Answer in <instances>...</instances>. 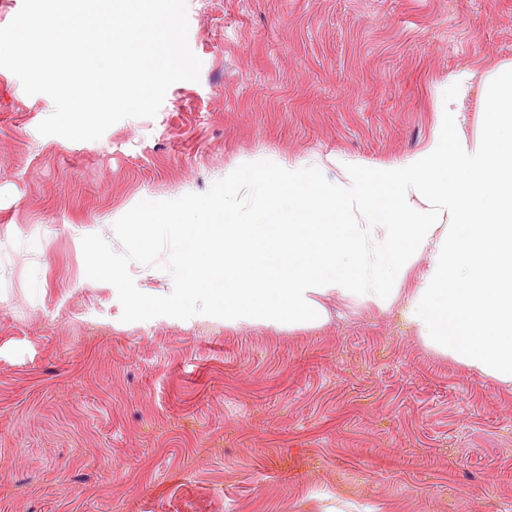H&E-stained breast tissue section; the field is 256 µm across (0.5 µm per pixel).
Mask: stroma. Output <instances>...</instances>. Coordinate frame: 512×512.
<instances>
[{
  "label": "stroma",
  "instance_id": "1",
  "mask_svg": "<svg viewBox=\"0 0 512 512\" xmlns=\"http://www.w3.org/2000/svg\"><path fill=\"white\" fill-rule=\"evenodd\" d=\"M199 81L94 141L0 69V512H512V391L428 346L399 305L325 296L280 332L125 323L81 239L245 157L426 149L439 91L512 63V0H186Z\"/></svg>",
  "mask_w": 512,
  "mask_h": 512
}]
</instances>
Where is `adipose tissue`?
Wrapping results in <instances>:
<instances>
[{"label": "adipose tissue", "mask_w": 512, "mask_h": 512, "mask_svg": "<svg viewBox=\"0 0 512 512\" xmlns=\"http://www.w3.org/2000/svg\"><path fill=\"white\" fill-rule=\"evenodd\" d=\"M474 95L488 116L481 137L449 142L443 122L425 150L378 170L379 182L399 189L387 221L378 220L355 163L328 156L338 176L323 193L342 202L352 222L341 230L317 225L315 235L327 251L341 242L360 256L355 272L300 268L225 289V325L315 326L328 318L320 296H353L382 312L399 296L408 323L428 345L512 389V288L495 280L498 270L512 267V63L460 69L449 76L438 110L462 115ZM405 241L409 249L399 250ZM423 251L433 252L434 266L418 288L399 294L393 281Z\"/></svg>", "instance_id": "1"}]
</instances>
